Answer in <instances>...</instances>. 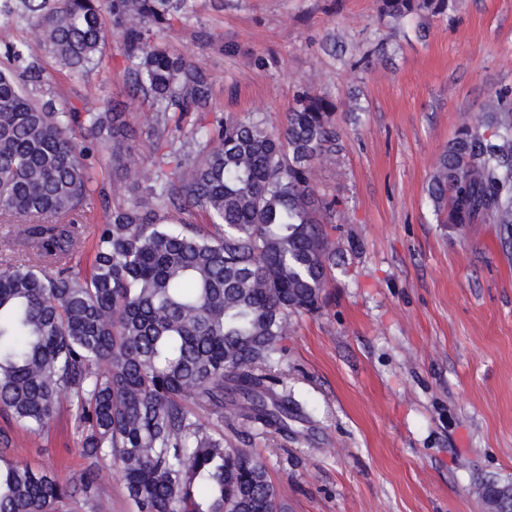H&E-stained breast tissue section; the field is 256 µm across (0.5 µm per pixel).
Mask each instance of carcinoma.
<instances>
[{"mask_svg":"<svg viewBox=\"0 0 512 512\" xmlns=\"http://www.w3.org/2000/svg\"><path fill=\"white\" fill-rule=\"evenodd\" d=\"M380 2L392 18L448 11V0ZM188 7L0 0V19L28 22L71 74L99 66L114 37L133 86L118 105L41 102L26 88L44 82L26 45L4 47L13 68L0 70V219L24 229L0 250L23 245L36 263L0 270V413L36 434L67 399L87 468L72 484L10 460L0 431V512H62L78 497L104 512L105 458L118 463L135 512H280L265 464L224 446L195 410L274 432L302 417L271 371L290 318L320 310L335 265L324 225L336 201L318 197L314 170L340 151L336 105L307 90L277 134L253 117L170 126L171 113L208 106L204 72L159 40ZM141 101L155 109L149 193L112 207L145 177L124 145ZM484 112L439 154L427 194L439 223L498 224L511 239L512 94L490 93ZM104 161L124 169V183L100 179ZM94 197L106 224L85 272L73 259ZM190 208L217 237L179 223Z\"/></svg>","mask_w":512,"mask_h":512,"instance_id":"carcinoma-1","label":"carcinoma"}]
</instances>
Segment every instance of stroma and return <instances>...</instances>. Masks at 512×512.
I'll return each mask as SVG.
<instances>
[{
  "label": "stroma",
  "mask_w": 512,
  "mask_h": 512,
  "mask_svg": "<svg viewBox=\"0 0 512 512\" xmlns=\"http://www.w3.org/2000/svg\"><path fill=\"white\" fill-rule=\"evenodd\" d=\"M378 0H190L168 36L206 73L207 120L280 130L297 95L336 105V161L316 169L339 201L336 264L319 312L293 317L273 376L302 402L287 432L232 417L213 434L262 460L286 512H485L480 481L512 485V246L496 224H440L426 187L463 119L512 90V0H456L442 16L381 17ZM29 60L58 100L132 92L109 49L100 68ZM10 456L61 479L86 461L68 405L33 434L0 414ZM109 512H134L112 459Z\"/></svg>",
  "instance_id": "obj_1"
}]
</instances>
